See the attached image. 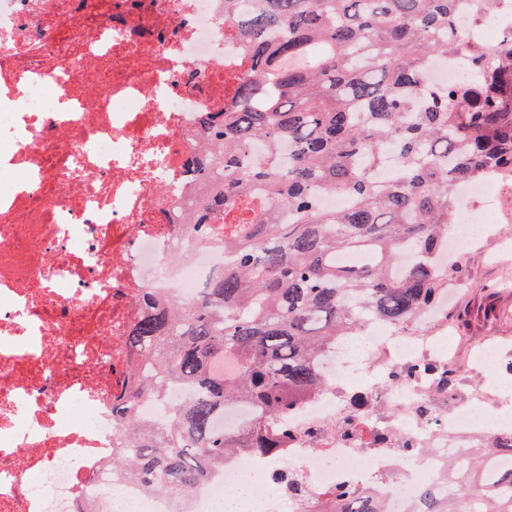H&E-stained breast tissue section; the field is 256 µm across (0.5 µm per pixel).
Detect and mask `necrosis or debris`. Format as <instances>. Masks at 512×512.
Masks as SVG:
<instances>
[{"label":"necrosis or debris","instance_id":"obj_1","mask_svg":"<svg viewBox=\"0 0 512 512\" xmlns=\"http://www.w3.org/2000/svg\"><path fill=\"white\" fill-rule=\"evenodd\" d=\"M512 0L488 13L463 0L459 51L429 85L469 74L495 44ZM224 0H0V512H326L355 484L386 512H416L420 483L447 494L449 464L500 437L490 407L449 395L432 375L389 388L396 368L448 361L437 311L410 334L369 325L358 352L327 359L328 386L288 415L286 455L231 453L184 490L112 466L131 447L112 399L129 369L126 336L141 296L191 304L236 255L223 228L195 233L198 201L221 173L190 162L224 121V74L245 53ZM481 185L458 195L461 223L436 255L472 237ZM192 388L142 399L167 421ZM418 454L404 463L399 447Z\"/></svg>","mask_w":512,"mask_h":512}]
</instances>
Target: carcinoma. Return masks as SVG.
<instances>
[{"label":"carcinoma","instance_id":"cac0c4a2","mask_svg":"<svg viewBox=\"0 0 512 512\" xmlns=\"http://www.w3.org/2000/svg\"><path fill=\"white\" fill-rule=\"evenodd\" d=\"M457 10L458 0H263L245 18L247 76L224 79V124L197 159L200 172L224 171L199 202L200 224L224 225L235 262L194 304L161 307L145 294L127 346L149 368L132 369L112 406L137 441L115 466L185 489L202 462L222 467L227 453L284 455L293 439L284 419L327 384L323 363L342 338L369 321L410 329L437 307L448 271L433 256L448 238L456 188L512 173V31L470 53V77L426 83L431 62L460 47ZM271 29L281 34L274 44ZM388 144L397 171L381 177ZM327 193L349 206L322 208ZM405 248L414 261L393 269ZM353 249L358 262H338ZM419 371L453 392L457 370L433 363L393 370L391 386ZM170 384L191 386L193 401L141 434L138 401ZM230 403L253 406L254 417L215 429ZM448 476L474 478L477 504L425 483L417 512H512V436L464 471L448 466ZM335 496L334 512H382L361 491Z\"/></svg>","mask_w":512,"mask_h":512}]
</instances>
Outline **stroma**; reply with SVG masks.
I'll return each mask as SVG.
<instances>
[{"instance_id": "35a3bbf8", "label": "stroma", "mask_w": 512, "mask_h": 512, "mask_svg": "<svg viewBox=\"0 0 512 512\" xmlns=\"http://www.w3.org/2000/svg\"><path fill=\"white\" fill-rule=\"evenodd\" d=\"M497 212L489 230L475 238L461 257L465 279L456 281L448 304V321L456 336L454 360L464 369L459 397H493L502 418L512 417V376L469 371L475 347L484 342L512 354V288L500 287L512 279V176L490 185ZM498 284L496 293L488 285Z\"/></svg>"}]
</instances>
